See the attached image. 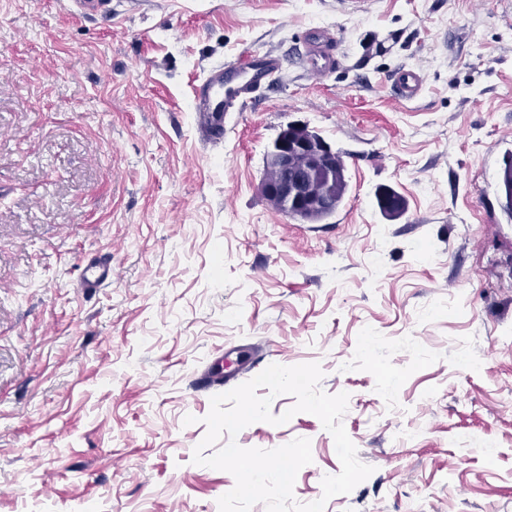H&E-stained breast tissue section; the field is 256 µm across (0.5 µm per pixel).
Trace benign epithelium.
I'll list each match as a JSON object with an SVG mask.
<instances>
[{"mask_svg": "<svg viewBox=\"0 0 512 512\" xmlns=\"http://www.w3.org/2000/svg\"><path fill=\"white\" fill-rule=\"evenodd\" d=\"M265 169L275 173L263 190L276 209L302 222L335 214L336 177L347 173L343 155L318 133L288 125L266 153Z\"/></svg>", "mask_w": 512, "mask_h": 512, "instance_id": "1", "label": "benign epithelium"}]
</instances>
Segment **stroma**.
Returning <instances> with one entry per match:
<instances>
[{"label": "stroma", "mask_w": 512, "mask_h": 512, "mask_svg": "<svg viewBox=\"0 0 512 512\" xmlns=\"http://www.w3.org/2000/svg\"><path fill=\"white\" fill-rule=\"evenodd\" d=\"M313 27L339 40L322 77ZM252 51L281 77L203 143L194 87ZM404 67L425 79L410 102L390 87ZM290 124L345 156L327 220L262 192ZM511 153L501 0H0V512H219L235 480L192 457L229 390L199 379L231 349L237 383L316 362L348 393L373 472L324 512H512ZM92 258L112 278L89 290ZM296 438L304 503L341 469L316 416L236 442Z\"/></svg>", "instance_id": "1"}]
</instances>
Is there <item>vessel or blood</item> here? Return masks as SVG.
<instances>
[{"label": "vessel or blood", "mask_w": 512, "mask_h": 512, "mask_svg": "<svg viewBox=\"0 0 512 512\" xmlns=\"http://www.w3.org/2000/svg\"><path fill=\"white\" fill-rule=\"evenodd\" d=\"M308 35L310 72L324 76L336 70L341 58L326 28H311ZM282 72L281 59L269 53L254 55L248 66L242 69L228 70L220 64L210 68L193 97V108L205 140L219 141L224 135L225 115L240 111L276 81ZM393 83L398 98L410 101L419 95L424 78L419 71L404 68L395 74ZM111 277L112 264L102 259L89 260L82 270V283L87 288L98 287Z\"/></svg>", "instance_id": "1"}]
</instances>
